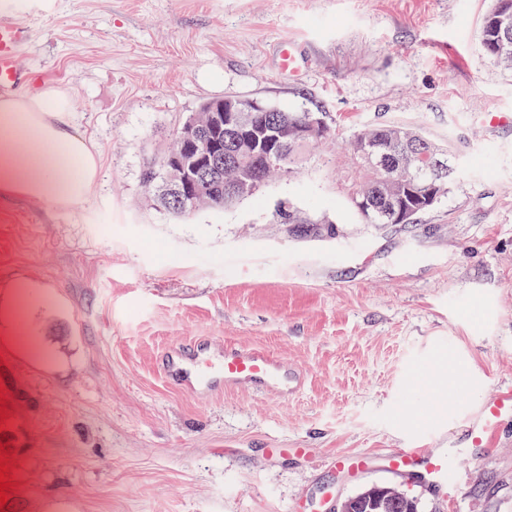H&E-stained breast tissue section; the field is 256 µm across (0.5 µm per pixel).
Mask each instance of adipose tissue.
Listing matches in <instances>:
<instances>
[{
  "instance_id": "adipose-tissue-1",
  "label": "adipose tissue",
  "mask_w": 512,
  "mask_h": 512,
  "mask_svg": "<svg viewBox=\"0 0 512 512\" xmlns=\"http://www.w3.org/2000/svg\"><path fill=\"white\" fill-rule=\"evenodd\" d=\"M69 110V96L58 91L0 96V198L67 205L93 196L99 152L90 138L67 131ZM36 301L61 304L55 293L25 276L0 287V353L51 361V353L22 327Z\"/></svg>"
}]
</instances>
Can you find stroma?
Segmentation results:
<instances>
[{
  "label": "stroma",
  "mask_w": 512,
  "mask_h": 512,
  "mask_svg": "<svg viewBox=\"0 0 512 512\" xmlns=\"http://www.w3.org/2000/svg\"><path fill=\"white\" fill-rule=\"evenodd\" d=\"M492 0H18L22 70L68 93L69 130L100 155L95 194L0 199V284L25 274L63 306L28 326L40 365L0 353V512H311L370 483L422 512L448 505L380 470H336L457 428L488 383L512 384V69L480 45ZM304 45L301 72L279 67ZM254 97L326 113L328 161L224 209L174 216L143 181L207 100ZM401 122L448 145L460 174L414 224H365L345 149ZM289 201L312 225L277 222ZM260 346L307 375L288 400L191 397L156 356L178 341ZM456 367L464 384H448ZM452 411H445V400ZM281 449L269 457L268 449ZM294 448L307 457L291 456ZM456 468L464 512H512V421Z\"/></svg>",
  "instance_id": "35a3bbf8"
}]
</instances>
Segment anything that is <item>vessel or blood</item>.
<instances>
[{"label":"vessel or blood","instance_id":"obj_1","mask_svg":"<svg viewBox=\"0 0 512 512\" xmlns=\"http://www.w3.org/2000/svg\"><path fill=\"white\" fill-rule=\"evenodd\" d=\"M23 29L10 21H0V88H8L18 78L16 51L25 38ZM158 365L165 380L191 395L247 390L256 395L288 398L306 384L304 372L288 367L269 350L260 347L227 345L219 353L206 354L195 348L173 344L159 355ZM512 418V387L491 385L463 421L461 437L448 445L423 451L417 445L389 448L371 455L342 454L339 469L362 473L383 469L417 479L426 489L446 495L455 484L449 476L458 456L473 449L491 447L502 422Z\"/></svg>","mask_w":512,"mask_h":512}]
</instances>
